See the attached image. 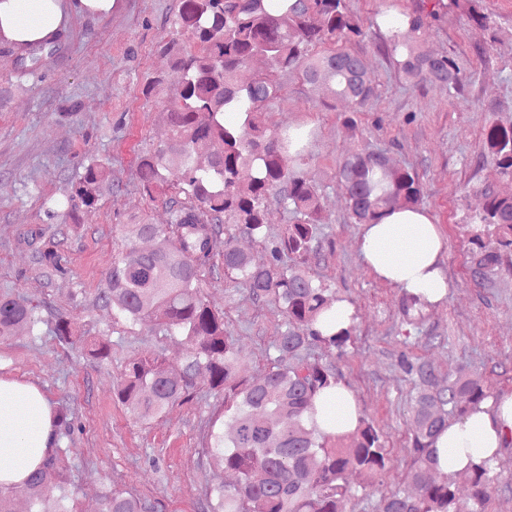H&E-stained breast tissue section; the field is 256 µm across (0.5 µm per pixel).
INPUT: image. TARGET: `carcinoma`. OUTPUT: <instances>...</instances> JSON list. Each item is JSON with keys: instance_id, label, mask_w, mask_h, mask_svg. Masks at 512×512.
<instances>
[{"instance_id": "cac0c4a2", "label": "carcinoma", "mask_w": 512, "mask_h": 512, "mask_svg": "<svg viewBox=\"0 0 512 512\" xmlns=\"http://www.w3.org/2000/svg\"><path fill=\"white\" fill-rule=\"evenodd\" d=\"M484 0H417L411 13L389 20L380 50L409 86L439 84L455 97L463 90L456 59L424 49L416 33L449 11H457L481 28L490 27ZM369 23L348 8V0H180L165 50L182 72L164 115L168 141L139 157L140 189L149 199L161 196L170 220L123 225V248L112 258L104 288L96 300L112 308L113 323L143 325L156 336H180L185 356L173 370L161 354L142 351L127 359L114 396L136 419L148 421L170 406L192 401L197 378L208 375L209 393L223 399V412L212 415L207 458L237 475L206 494V512H346L357 472L372 488L388 469L389 458L372 421L359 415L354 430L336 435L317 421L316 399L336 386L334 366L316 352L343 355L356 325L327 334L317 324L337 302L332 289L315 277L325 260L320 241L322 186L307 171L310 133L300 128L268 126L264 112L281 96L283 72L304 84L324 85L347 105L344 122L375 95L365 59L349 46L362 40ZM57 33L16 57L19 80L35 77L61 47ZM267 61L250 70L256 58ZM491 159L499 176L512 181V121L491 123L479 160ZM63 197H42L43 224L70 219L77 233L95 214L112 168L103 161L78 159ZM354 224H376L388 212L420 207L427 194L416 170L381 149L350 152L336 164ZM478 205L462 219L471 245V281L483 286L501 265L502 251L512 250V195L493 186L477 189ZM289 214L278 234L267 230L269 208ZM250 238L264 253L258 264L235 244ZM37 263L51 275L64 276L59 243L43 231L28 234ZM224 276L260 307L272 306L282 323L266 355L264 373L238 375L239 351L224 311L212 308L202 290L204 273ZM428 303L400 291L398 311L415 329L423 326ZM35 307L24 298L0 296V341L25 325L34 328ZM55 338L79 347L92 359L111 352L103 338L81 334L76 323L59 315ZM397 367L413 381L407 414L412 420V464L402 487L383 495L375 512H486L498 488V472L486 462L465 468L471 481L468 500L437 467L433 440L449 418H461L491 397L458 366L440 379L435 367L405 349ZM232 427L224 436V423ZM54 447L26 481L0 488V512H14L13 497L25 494L28 512H81ZM53 485L58 495L42 497ZM98 512H152L144 499L115 485L104 488Z\"/></svg>"}]
</instances>
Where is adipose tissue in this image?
Returning <instances> with one entry per match:
<instances>
[{"instance_id":"1","label":"adipose tissue","mask_w":512,"mask_h":512,"mask_svg":"<svg viewBox=\"0 0 512 512\" xmlns=\"http://www.w3.org/2000/svg\"><path fill=\"white\" fill-rule=\"evenodd\" d=\"M115 0H0V40L15 46L37 44L67 24L72 12H109ZM443 239L423 209L394 211L362 228L361 250L381 280L420 294L432 304L444 301L449 285L438 258ZM326 412L325 430L354 429L359 408L344 384L324 391L318 402ZM53 411L42 393L29 385L0 379V487L22 484L37 469L53 442ZM512 436V392L487 399L462 419L449 422L434 439L438 467L460 470L469 459L493 458Z\"/></svg>"}]
</instances>
